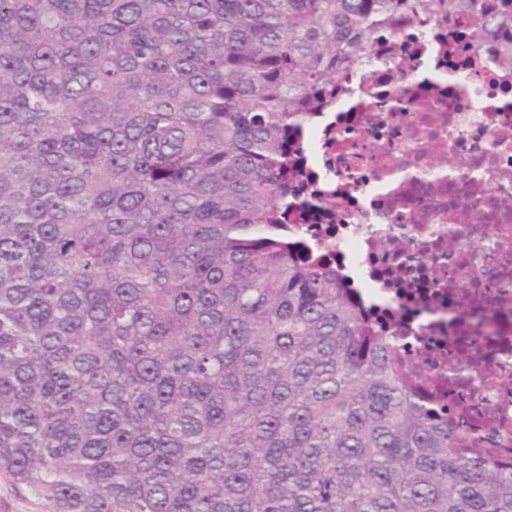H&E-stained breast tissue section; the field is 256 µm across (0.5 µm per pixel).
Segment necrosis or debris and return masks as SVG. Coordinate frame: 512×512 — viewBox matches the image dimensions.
Returning a JSON list of instances; mask_svg holds the SVG:
<instances>
[{
	"label": "necrosis or debris",
	"instance_id": "4bbe7bcc",
	"mask_svg": "<svg viewBox=\"0 0 512 512\" xmlns=\"http://www.w3.org/2000/svg\"><path fill=\"white\" fill-rule=\"evenodd\" d=\"M288 236L376 307L404 362H461L465 439L512 470V57L417 14L343 69L295 145ZM456 248H449V238Z\"/></svg>",
	"mask_w": 512,
	"mask_h": 512
}]
</instances>
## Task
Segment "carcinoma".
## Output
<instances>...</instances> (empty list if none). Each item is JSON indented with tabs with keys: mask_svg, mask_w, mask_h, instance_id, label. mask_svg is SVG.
Segmentation results:
<instances>
[{
	"mask_svg": "<svg viewBox=\"0 0 512 512\" xmlns=\"http://www.w3.org/2000/svg\"><path fill=\"white\" fill-rule=\"evenodd\" d=\"M416 11L512 55V0H0V472L52 512H512L281 230L305 116Z\"/></svg>",
	"mask_w": 512,
	"mask_h": 512,
	"instance_id": "1",
	"label": "carcinoma"
}]
</instances>
